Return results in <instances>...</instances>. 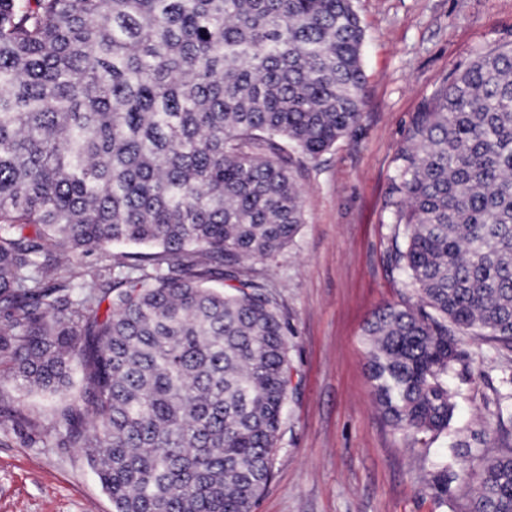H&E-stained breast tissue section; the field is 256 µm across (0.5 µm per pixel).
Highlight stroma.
Instances as JSON below:
<instances>
[{
    "label": "stroma",
    "instance_id": "1",
    "mask_svg": "<svg viewBox=\"0 0 512 512\" xmlns=\"http://www.w3.org/2000/svg\"><path fill=\"white\" fill-rule=\"evenodd\" d=\"M364 29L365 94L352 136L297 181L304 222L275 258L255 262L288 321L291 382L272 476L254 512H466L441 507L432 460L457 440L467 464L497 455L512 430V350L465 340L448 376L447 434L420 440L381 415L367 374L364 328L374 312L417 301L390 255L399 150L447 78L484 49L512 44V0H354ZM122 245L61 255L60 275L111 265ZM56 400L0 377V512H112L79 449L56 445Z\"/></svg>",
    "mask_w": 512,
    "mask_h": 512
}]
</instances>
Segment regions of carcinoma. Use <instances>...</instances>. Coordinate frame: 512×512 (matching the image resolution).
<instances>
[{
    "instance_id": "carcinoma-1",
    "label": "carcinoma",
    "mask_w": 512,
    "mask_h": 512,
    "mask_svg": "<svg viewBox=\"0 0 512 512\" xmlns=\"http://www.w3.org/2000/svg\"><path fill=\"white\" fill-rule=\"evenodd\" d=\"M364 40L354 0H0V373L60 399L57 445L112 512H252L267 486L288 322L246 262L304 221L288 149L357 127ZM400 158L393 259L418 301L367 322L369 378L394 429L434 439L457 337L512 349V47L453 73ZM114 243L152 252L83 296L57 280L56 248ZM431 482L512 512V441L477 483L446 457Z\"/></svg>"
}]
</instances>
